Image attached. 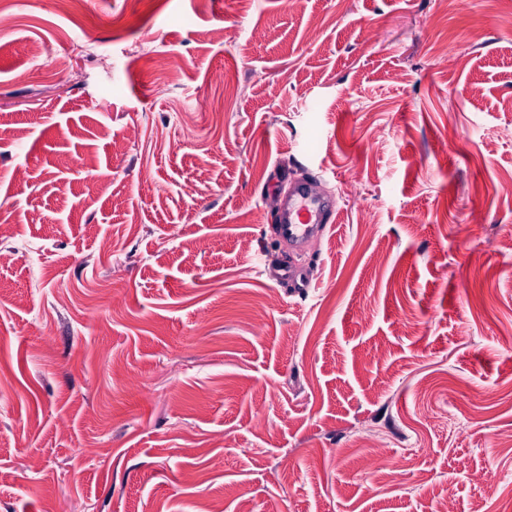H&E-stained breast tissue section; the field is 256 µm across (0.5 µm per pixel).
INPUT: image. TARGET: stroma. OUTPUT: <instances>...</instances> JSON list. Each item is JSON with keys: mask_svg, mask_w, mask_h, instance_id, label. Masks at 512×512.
<instances>
[{"mask_svg": "<svg viewBox=\"0 0 512 512\" xmlns=\"http://www.w3.org/2000/svg\"><path fill=\"white\" fill-rule=\"evenodd\" d=\"M77 8L0 0V512H512V0ZM329 210V203L313 192L309 182H300L273 219L275 237L295 245L325 227Z\"/></svg>", "mask_w": 512, "mask_h": 512, "instance_id": "obj_1", "label": "stroma"}]
</instances>
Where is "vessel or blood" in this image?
Instances as JSON below:
<instances>
[{"mask_svg":"<svg viewBox=\"0 0 512 512\" xmlns=\"http://www.w3.org/2000/svg\"><path fill=\"white\" fill-rule=\"evenodd\" d=\"M329 210V203L314 193L310 183H298L273 219L274 234L278 240L297 244L325 224Z\"/></svg>","mask_w":512,"mask_h":512,"instance_id":"obj_1","label":"vessel or blood"}]
</instances>
